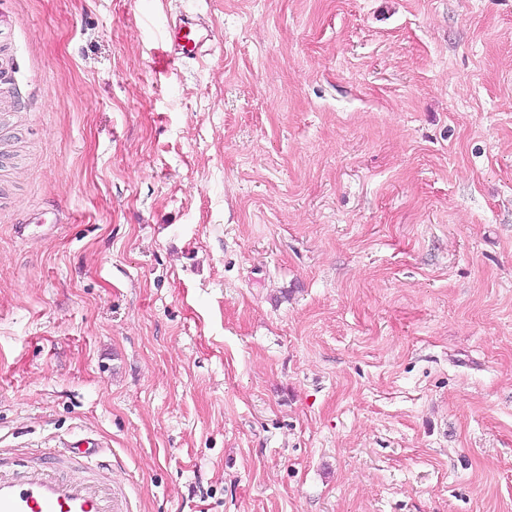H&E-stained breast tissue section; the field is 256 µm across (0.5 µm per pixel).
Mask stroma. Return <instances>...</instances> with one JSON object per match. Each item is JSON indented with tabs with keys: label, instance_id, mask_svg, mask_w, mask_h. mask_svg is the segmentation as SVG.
Returning a JSON list of instances; mask_svg holds the SVG:
<instances>
[{
	"label": "stroma",
	"instance_id": "1",
	"mask_svg": "<svg viewBox=\"0 0 512 512\" xmlns=\"http://www.w3.org/2000/svg\"><path fill=\"white\" fill-rule=\"evenodd\" d=\"M0 9V450L94 438L137 512H512V0ZM164 15L166 30L172 38L173 62L181 59L196 60L208 54L207 43L211 36L196 13L181 9L175 14L164 11Z\"/></svg>",
	"mask_w": 512,
	"mask_h": 512
}]
</instances>
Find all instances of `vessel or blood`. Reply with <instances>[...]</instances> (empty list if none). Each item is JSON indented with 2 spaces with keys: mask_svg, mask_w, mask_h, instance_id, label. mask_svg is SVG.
<instances>
[{
  "mask_svg": "<svg viewBox=\"0 0 512 512\" xmlns=\"http://www.w3.org/2000/svg\"><path fill=\"white\" fill-rule=\"evenodd\" d=\"M166 30L172 61L207 55L210 34L196 13H167ZM99 452L98 443L85 438L22 466L0 455V512H135L127 486L113 481Z\"/></svg>",
  "mask_w": 512,
  "mask_h": 512,
  "instance_id": "vessel-or-blood-1",
  "label": "vessel or blood"
}]
</instances>
